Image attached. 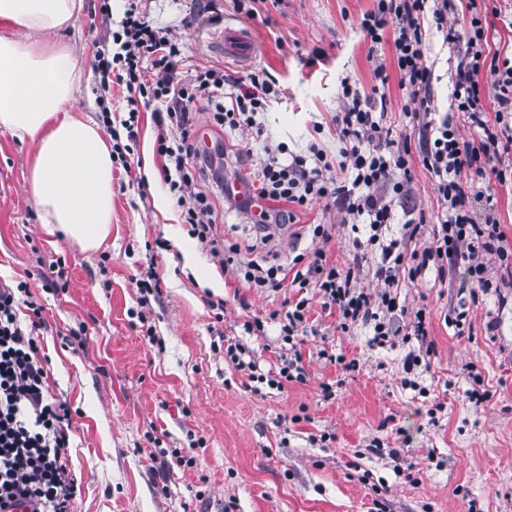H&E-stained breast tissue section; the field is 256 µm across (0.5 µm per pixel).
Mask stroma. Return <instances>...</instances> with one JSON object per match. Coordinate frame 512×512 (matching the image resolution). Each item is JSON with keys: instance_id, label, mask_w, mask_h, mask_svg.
I'll use <instances>...</instances> for the list:
<instances>
[{"instance_id": "1", "label": "stroma", "mask_w": 512, "mask_h": 512, "mask_svg": "<svg viewBox=\"0 0 512 512\" xmlns=\"http://www.w3.org/2000/svg\"><path fill=\"white\" fill-rule=\"evenodd\" d=\"M126 5L84 0L78 26L63 36L81 71L75 110L116 128L128 116V92L113 85L100 102L95 55ZM238 5L149 0L147 10L176 25L183 71L220 65L241 77L261 67L275 78L279 96L261 118L270 140L293 150L314 140L335 153L341 80L373 83L370 43L360 31L373 0H262L255 17ZM482 19L502 56L512 55V0H486ZM237 38L255 44V55L228 50ZM457 53L438 36L427 50L442 111ZM138 117L131 154L113 165L112 233L90 251L45 231L26 190L34 146L0 131V278L29 277L45 308L50 389L74 410L75 512H512V285L482 296L460 328L449 317L462 270L441 283L430 272L403 285L409 307L429 311L434 341L429 368L411 371L405 360L412 343L380 348L369 326L335 329L312 298L317 329L299 343L305 382L252 392L225 364L224 341L246 343L269 365L280 333L269 315L289 293L243 287L190 237L163 178L154 111L141 109ZM194 128L212 139L211 173L200 188L214 196L219 234L252 235L247 210L227 197L237 183L252 181L265 158L261 144L214 128L203 106ZM340 219L336 208L314 203L253 256L288 263L313 249L302 225L325 222L334 227L328 249L337 264H359L360 286L377 288L366 232L350 233ZM179 234L188 238L194 267L184 263ZM55 260L57 276L49 268ZM152 273L160 289L140 303L137 282ZM217 300L223 310L214 308ZM255 317L266 321L263 335L244 329ZM324 349L351 368L323 359ZM328 383L329 398L322 393ZM479 383L492 398L475 404L469 392ZM297 414L302 422H294Z\"/></svg>"}]
</instances>
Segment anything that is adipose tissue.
Masks as SVG:
<instances>
[{
	"instance_id": "adipose-tissue-1",
	"label": "adipose tissue",
	"mask_w": 512,
	"mask_h": 512,
	"mask_svg": "<svg viewBox=\"0 0 512 512\" xmlns=\"http://www.w3.org/2000/svg\"><path fill=\"white\" fill-rule=\"evenodd\" d=\"M83 0H0V129L35 142L27 191L49 234L94 249L112 231V147L72 108L79 69L69 45Z\"/></svg>"
}]
</instances>
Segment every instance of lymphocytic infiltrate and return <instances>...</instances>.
Instances as JSON below:
<instances>
[{
	"instance_id": "1",
	"label": "lymphocytic infiltrate",
	"mask_w": 512,
	"mask_h": 512,
	"mask_svg": "<svg viewBox=\"0 0 512 512\" xmlns=\"http://www.w3.org/2000/svg\"><path fill=\"white\" fill-rule=\"evenodd\" d=\"M143 0H128L112 41L115 53H100V86L111 80L125 83L144 103L162 102L156 152L163 158L162 173L177 192L184 223L220 265L245 287L260 291L291 288L295 297L280 319L276 361L261 368L253 350L234 339L224 341V361L250 382L284 390L307 377L297 339L306 330L311 312L308 290H317L321 309L333 316L338 329L371 325L373 340L384 345L396 338H415L409 352L411 366L428 360L434 343L425 309L409 312L399 288L417 282L427 270L444 278L449 269H463L465 295L478 301L493 287L490 259L512 269V239L496 213L498 201L482 183L493 172L499 183L512 182V59L490 55L488 34L479 14H472L465 31L450 18L456 0H374L360 29L372 48L391 40L393 63H378L369 93L349 79L340 82L346 101L333 123L340 144L331 156L318 144L307 153L288 151L285 144L266 148V160L255 172L259 195L270 204L258 229L295 222L313 203L337 205L343 223L364 225L367 243L376 247L374 275L381 287L371 291L358 285L359 266L342 267L323 248L332 225L314 224L312 237L320 243L312 254H298L288 265L242 260L246 241H229L217 232L209 216L212 205L197 182L200 153L193 139V119L199 105H207L215 126L253 138L264 134L260 114L277 97L275 83L259 70L243 78L209 67L181 77L180 49L169 25L151 21ZM444 44L464 42L452 77V99L446 111L434 105V75L424 61L431 34ZM488 72L491 86L479 81ZM419 127L418 139L394 137L387 126V95L391 75ZM495 112H488L487 101ZM470 136H463L461 127ZM420 163L434 181L437 221L428 243H421L426 214L412 202L413 163ZM399 233H392V225ZM43 306L34 300L30 285L0 281V512H9L19 497L30 499L33 512H74L79 486L70 465L71 410L49 391L48 372L39 357Z\"/></svg>"
}]
</instances>
